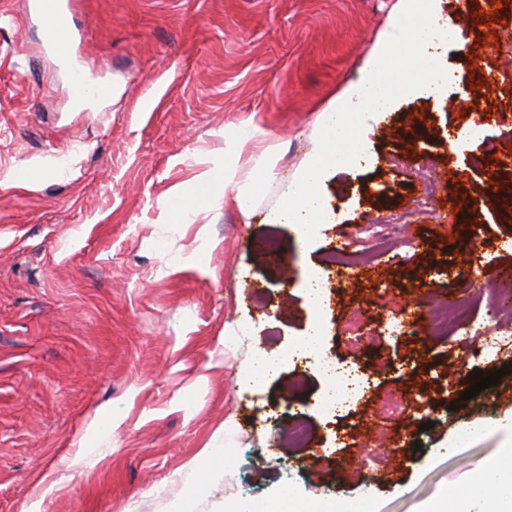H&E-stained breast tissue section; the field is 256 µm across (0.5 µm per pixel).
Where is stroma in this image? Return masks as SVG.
Instances as JSON below:
<instances>
[{
  "label": "stroma",
  "instance_id": "obj_1",
  "mask_svg": "<svg viewBox=\"0 0 512 512\" xmlns=\"http://www.w3.org/2000/svg\"><path fill=\"white\" fill-rule=\"evenodd\" d=\"M21 2L0 0V512H425L442 498L452 512H512V490L485 485L512 460V403L494 432L449 445L472 371L500 361L467 366L450 340L390 328L406 307L428 311L512 268V214L474 203L492 157L464 139L439 144L473 105L512 157V131L495 120L512 113V90L502 57L476 43L475 0H441L456 37L436 52L456 87L403 97L372 125L368 163L328 172L333 221L305 250L275 214L398 0H75L84 41L53 55L39 53L42 28ZM81 46L109 63L108 100L73 92ZM472 54L490 77L477 90ZM245 125L261 137L241 142L228 188L224 133ZM260 143L282 156L265 176ZM21 169L30 185L13 184ZM425 176L440 204L406 225L412 260L370 250L355 276L330 279L322 352L369 388L335 418L317 365L284 359L247 385L256 353L303 342L302 277L327 271L337 245L356 248ZM239 190L247 220L228 202ZM393 398L398 411L374 419ZM101 410L110 424L92 431ZM297 416L302 448L286 438ZM216 448L223 465L203 470Z\"/></svg>",
  "mask_w": 512,
  "mask_h": 512
}]
</instances>
